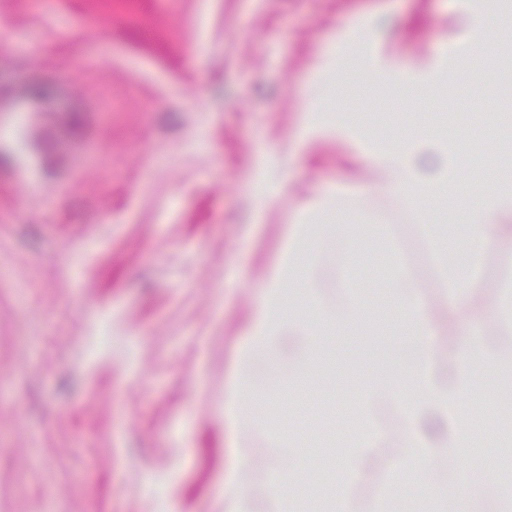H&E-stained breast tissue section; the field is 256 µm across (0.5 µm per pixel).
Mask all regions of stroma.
<instances>
[{
	"label": "stroma",
	"mask_w": 512,
	"mask_h": 512,
	"mask_svg": "<svg viewBox=\"0 0 512 512\" xmlns=\"http://www.w3.org/2000/svg\"><path fill=\"white\" fill-rule=\"evenodd\" d=\"M469 0H0V512H225L226 484H255L250 512H275L260 487L325 430L357 440L373 417L403 431L402 408L363 398L372 347L397 359L400 312L347 245L315 255L317 299L285 284L323 331L317 356L254 349L262 286L313 200L356 198L348 222L391 225L425 305L483 308L462 318L447 366L503 326L512 246L487 245L472 290L445 288L418 215L375 187L366 142L436 125L438 115L512 114V72L451 75L429 102L398 85L471 50ZM390 62L374 77L363 52ZM359 117L360 142L305 132ZM363 291L356 328L330 324L337 298ZM466 417L504 386L472 364ZM251 391L239 400L237 386ZM237 408L238 420L224 413ZM250 467L235 468L238 450Z\"/></svg>",
	"instance_id": "obj_1"
}]
</instances>
